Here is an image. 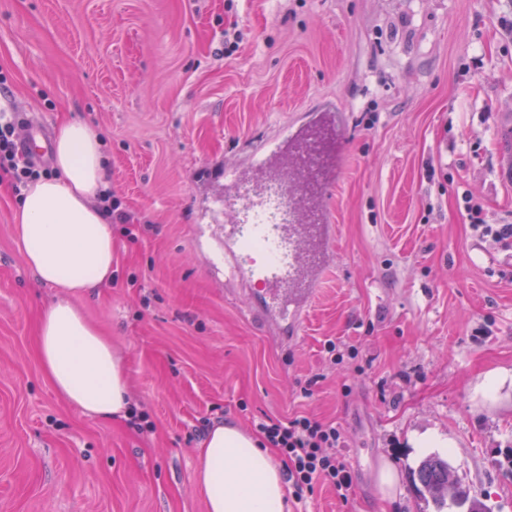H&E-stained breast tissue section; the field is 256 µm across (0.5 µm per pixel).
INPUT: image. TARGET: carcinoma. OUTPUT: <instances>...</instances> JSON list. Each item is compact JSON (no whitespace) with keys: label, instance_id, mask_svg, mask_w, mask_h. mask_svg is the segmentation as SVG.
I'll return each instance as SVG.
<instances>
[{"label":"carcinoma","instance_id":"obj_1","mask_svg":"<svg viewBox=\"0 0 512 512\" xmlns=\"http://www.w3.org/2000/svg\"><path fill=\"white\" fill-rule=\"evenodd\" d=\"M417 490L431 500L436 512L465 507L467 512H490L479 499L471 495L470 487L454 475L448 459L438 453L422 458L413 469Z\"/></svg>","mask_w":512,"mask_h":512}]
</instances>
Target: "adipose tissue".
<instances>
[{
  "mask_svg": "<svg viewBox=\"0 0 512 512\" xmlns=\"http://www.w3.org/2000/svg\"><path fill=\"white\" fill-rule=\"evenodd\" d=\"M53 152L57 177L29 184L14 227L27 267L61 291L41 316L38 354L60 397L109 421L127 412L126 368L73 302L112 278V218L97 204L108 188L104 142L87 123L66 118L55 129ZM196 487L207 512H288V486L273 451L233 423L209 429Z\"/></svg>",
  "mask_w": 512,
  "mask_h": 512,
  "instance_id": "1",
  "label": "adipose tissue"
}]
</instances>
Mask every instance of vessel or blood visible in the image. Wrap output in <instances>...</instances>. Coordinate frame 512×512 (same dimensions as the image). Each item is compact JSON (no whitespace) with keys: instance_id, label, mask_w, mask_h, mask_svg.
<instances>
[{"instance_id":"vessel-or-blood-1","label":"vessel or blood","mask_w":512,"mask_h":512,"mask_svg":"<svg viewBox=\"0 0 512 512\" xmlns=\"http://www.w3.org/2000/svg\"><path fill=\"white\" fill-rule=\"evenodd\" d=\"M20 143L22 151L34 159H46L50 151L44 133L34 127L28 128ZM290 143L291 179H266L259 198L244 204L245 209L264 212L265 222L225 225L224 241L230 252L251 239L267 247L266 266L242 261L234 265L233 272L260 284L264 290L260 309L276 311L292 326L315 293L333 238L323 197L333 182L334 169L320 131L300 129Z\"/></svg>"}]
</instances>
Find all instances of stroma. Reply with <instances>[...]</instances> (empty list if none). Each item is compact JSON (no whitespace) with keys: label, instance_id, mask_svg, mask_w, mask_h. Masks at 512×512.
<instances>
[{"label":"stroma","instance_id":"stroma-1","mask_svg":"<svg viewBox=\"0 0 512 512\" xmlns=\"http://www.w3.org/2000/svg\"><path fill=\"white\" fill-rule=\"evenodd\" d=\"M237 48L225 55V40ZM0 107L103 139L112 279L77 298L125 361L127 418L65 402L36 353L58 296L25 268L0 184V512H206L211 426L297 413L340 426L353 489L288 512H434L412 470L429 436L492 512H512V0H0ZM332 111L335 234L296 338L224 272V165ZM129 223V224H130ZM345 346L332 360L329 343ZM398 475L392 500L381 464ZM464 212L470 227L476 236L500 247L502 250L512 249V224H485L482 217V206L469 194H463Z\"/></svg>","mask_w":512,"mask_h":512}]
</instances>
